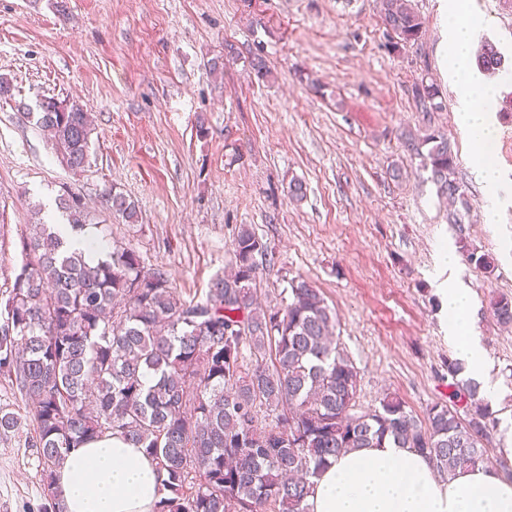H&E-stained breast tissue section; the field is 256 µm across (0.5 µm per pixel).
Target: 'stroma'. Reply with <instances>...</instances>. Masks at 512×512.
Masks as SVG:
<instances>
[{"instance_id":"35a3bbf8","label":"stroma","mask_w":512,"mask_h":512,"mask_svg":"<svg viewBox=\"0 0 512 512\" xmlns=\"http://www.w3.org/2000/svg\"><path fill=\"white\" fill-rule=\"evenodd\" d=\"M425 21L419 41L393 45L378 0H0V285L21 265L20 235L33 208L57 211L62 187L84 197L104 247L122 241L145 267L164 270L183 299L199 297L227 267L239 225L272 254L257 296L276 305L294 278L318 288L340 323L359 372L357 411L391 393L426 420L448 401L456 354L437 293L440 249L470 244L495 263L467 258L471 292L498 425L485 443L504 476L512 462V328L493 320L492 295L512 296V195L484 221L485 189L442 74L438 0H412ZM492 17L483 40L503 65L494 161L512 185V0H465ZM272 71H250L254 55ZM224 68L210 72L211 61ZM443 109L424 113L412 95L421 77ZM46 98L79 103L93 118L90 163L72 173L53 139L24 109ZM445 132L469 211L451 203L408 148L405 135ZM307 196L288 198L291 179ZM134 200L139 221L119 223L104 195ZM41 471L22 438H0V512H43Z\"/></svg>"}]
</instances>
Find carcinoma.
Instances as JSON below:
<instances>
[{
    "label": "carcinoma",
    "instance_id": "cac0c4a2",
    "mask_svg": "<svg viewBox=\"0 0 512 512\" xmlns=\"http://www.w3.org/2000/svg\"><path fill=\"white\" fill-rule=\"evenodd\" d=\"M379 7L393 38L422 36L410 0ZM476 62L496 69L502 56L487 42ZM413 94L422 111L441 108L434 82L421 79ZM26 117L52 134L64 167L85 169L94 127L79 104L48 98ZM409 146L441 193L468 207L447 134L428 128ZM107 204L138 223L123 193L110 192ZM58 208L66 232L26 225L20 271L0 293V380L31 411L1 404L0 437L23 436L35 450L44 512H66L55 479L68 451L106 435L155 461L165 496L154 512H308L312 479L330 460L387 438L419 449L445 481L485 462L496 420L473 381L455 383L452 406L432 407L424 422L389 394L380 408L354 412L359 374L337 344L335 314L304 279L291 280L281 305L258 306L267 248L249 226L237 231L230 266L203 296L185 300L131 249L114 243L95 262L66 246L92 217L69 190ZM490 310L512 325V296H495Z\"/></svg>",
    "mask_w": 512,
    "mask_h": 512
}]
</instances>
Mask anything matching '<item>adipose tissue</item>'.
Masks as SVG:
<instances>
[{
	"label": "adipose tissue",
	"instance_id": "1",
	"mask_svg": "<svg viewBox=\"0 0 512 512\" xmlns=\"http://www.w3.org/2000/svg\"><path fill=\"white\" fill-rule=\"evenodd\" d=\"M439 2L444 72L458 89V120L474 152L484 155L497 135L491 114L498 88L474 66L471 50L491 21L464 11L462 0ZM439 293L448 311L449 342L474 376H484L469 289L452 280ZM162 480L145 449L114 435L71 449L56 488L67 512H154L164 494ZM307 504L309 512H512V481L491 465L443 481L418 449L388 439L338 456L315 478Z\"/></svg>",
	"mask_w": 512,
	"mask_h": 512
}]
</instances>
